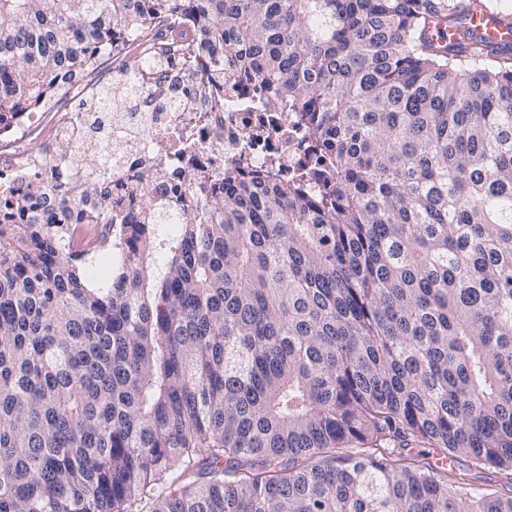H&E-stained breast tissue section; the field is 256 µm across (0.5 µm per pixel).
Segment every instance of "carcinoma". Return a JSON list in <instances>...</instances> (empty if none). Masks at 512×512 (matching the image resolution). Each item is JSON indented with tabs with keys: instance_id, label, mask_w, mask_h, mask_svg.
<instances>
[{
	"instance_id": "1",
	"label": "carcinoma",
	"mask_w": 512,
	"mask_h": 512,
	"mask_svg": "<svg viewBox=\"0 0 512 512\" xmlns=\"http://www.w3.org/2000/svg\"><path fill=\"white\" fill-rule=\"evenodd\" d=\"M471 7L0 0V113L191 16L143 65L253 83L304 157L227 167L189 212L141 171L105 279L62 231L0 223V512H512L396 465L426 444L512 469V47ZM53 205L113 223L101 180ZM501 18L491 15L488 12L471 9L467 21L468 25L485 35L490 40L510 45L512 42V31L506 28Z\"/></svg>"
}]
</instances>
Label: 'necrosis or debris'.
<instances>
[{"mask_svg":"<svg viewBox=\"0 0 512 512\" xmlns=\"http://www.w3.org/2000/svg\"><path fill=\"white\" fill-rule=\"evenodd\" d=\"M200 78L197 71L185 76L186 96L161 95L166 81L156 78L141 86L132 112L92 113L79 102L67 112H20L1 121L0 222L50 223L48 189L94 179L81 158L102 137L112 142L106 177L118 198L144 166L185 188L202 179L219 183L225 166L240 159L281 177L297 172L291 117L265 112L245 86L225 94L223 110L209 109L193 95Z\"/></svg>","mask_w":512,"mask_h":512,"instance_id":"necrosis-or-debris-1","label":"necrosis or debris"}]
</instances>
